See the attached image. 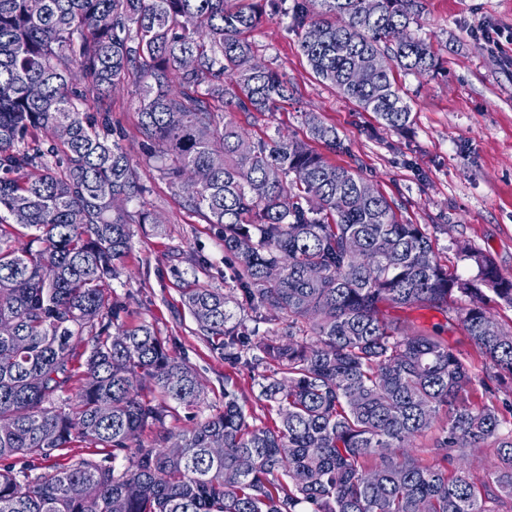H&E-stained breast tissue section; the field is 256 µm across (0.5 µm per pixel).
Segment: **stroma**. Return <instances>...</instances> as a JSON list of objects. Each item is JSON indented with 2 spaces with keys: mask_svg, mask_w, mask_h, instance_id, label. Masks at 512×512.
I'll return each instance as SVG.
<instances>
[{
  "mask_svg": "<svg viewBox=\"0 0 512 512\" xmlns=\"http://www.w3.org/2000/svg\"><path fill=\"white\" fill-rule=\"evenodd\" d=\"M411 35L430 42L445 62V74L396 79L412 108L404 132L389 129L373 113L360 111L334 86L319 80L299 49L298 36L284 16L265 17L248 36L258 61L274 68L293 89L288 104L274 114L240 113L236 119L251 138L282 131L306 134L305 115L316 113L335 127L342 150L331 162L359 172L391 203L401 223L424 225L449 273L473 277L457 245L469 242L489 253L502 272L512 273V45L487 47L473 32L486 19L512 27V0H422ZM112 125L122 134L137 174L148 191L140 205L162 224L132 225V246L112 286L127 303L121 323L152 324L170 351L195 371L203 392L196 404L179 407L166 421L180 434L224 409L232 389L254 424L272 414L259 397L258 374L226 363L201 336L181 302L183 279L198 285L234 288L224 265L223 235L185 209L179 197L145 160L140 117L131 87L112 93ZM206 258L195 268L173 258L174 251ZM387 318L422 331L443 327L449 345L469 352L464 334L431 307L385 308Z\"/></svg>",
  "mask_w": 512,
  "mask_h": 512,
  "instance_id": "35a3bbf8",
  "label": "stroma"
}]
</instances>
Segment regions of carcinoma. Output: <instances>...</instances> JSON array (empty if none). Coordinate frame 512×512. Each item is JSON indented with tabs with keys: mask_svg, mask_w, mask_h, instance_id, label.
Instances as JSON below:
<instances>
[{
	"mask_svg": "<svg viewBox=\"0 0 512 512\" xmlns=\"http://www.w3.org/2000/svg\"><path fill=\"white\" fill-rule=\"evenodd\" d=\"M267 9L291 18L317 77L388 128L412 121L394 70H443L407 33L421 0H0V512H498L512 500V428L468 397L512 379V326L485 304L490 292L512 308V274L467 242L459 258L476 275L449 273L421 225L312 147L341 148L316 115L306 141L248 136L233 113L290 97L246 38ZM125 84L149 159L224 231L238 293L185 282L182 303L225 362L276 364L259 382L270 425L226 389L222 413L173 436L165 421L199 400L198 377L152 325L117 323L110 282L131 225L161 224L127 208L148 188L112 123L89 113L112 111ZM413 305L447 314L489 370L383 313ZM440 420L426 463L412 442ZM146 430L152 442L118 465ZM74 442L110 452L36 473ZM481 448L496 470L448 473Z\"/></svg>",
	"mask_w": 512,
	"mask_h": 512,
	"instance_id": "obj_1",
	"label": "carcinoma"
}]
</instances>
